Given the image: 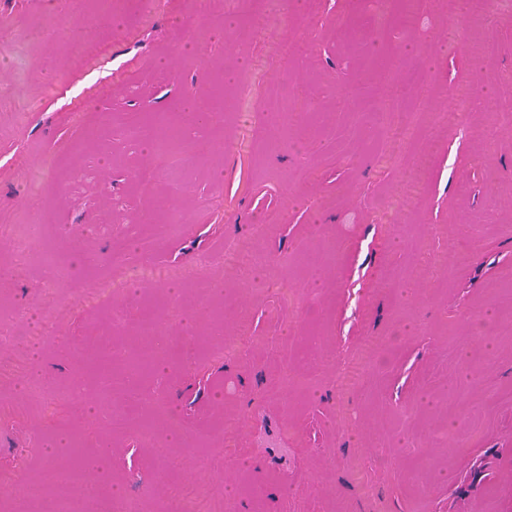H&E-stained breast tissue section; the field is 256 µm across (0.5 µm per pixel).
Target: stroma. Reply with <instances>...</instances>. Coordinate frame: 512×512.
Here are the masks:
<instances>
[{"instance_id": "35a3bbf8", "label": "stroma", "mask_w": 512, "mask_h": 512, "mask_svg": "<svg viewBox=\"0 0 512 512\" xmlns=\"http://www.w3.org/2000/svg\"><path fill=\"white\" fill-rule=\"evenodd\" d=\"M69 2L0 0V512L77 462L141 512H512V11L287 0L239 42L263 0ZM218 89L174 149L125 134Z\"/></svg>"}]
</instances>
